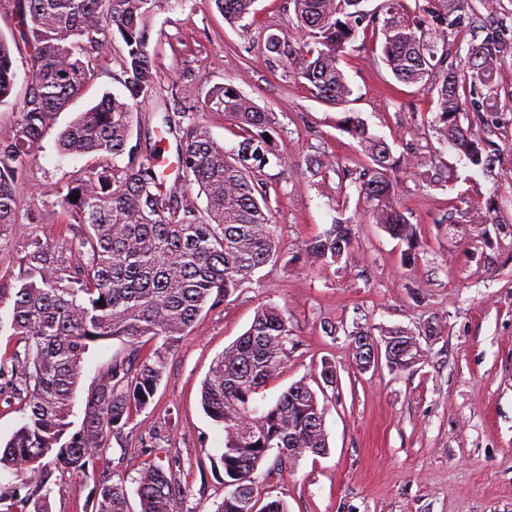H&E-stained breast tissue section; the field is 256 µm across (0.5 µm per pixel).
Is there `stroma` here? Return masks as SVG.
<instances>
[{
    "instance_id": "obj_1",
    "label": "stroma",
    "mask_w": 512,
    "mask_h": 512,
    "mask_svg": "<svg viewBox=\"0 0 512 512\" xmlns=\"http://www.w3.org/2000/svg\"><path fill=\"white\" fill-rule=\"evenodd\" d=\"M469 4L481 25L456 41L449 62L457 68L486 25L512 37V0ZM272 33L305 51L307 37L289 0H256L253 13L233 25L214 0H168L155 16L158 80L134 113L133 136L161 126L177 102L233 152L237 127L204 107L209 90L225 83L275 113L276 140L288 161L266 168L263 179L280 247L251 283L206 306L169 355L152 402L104 449L99 470L125 485L130 512H140L139 471L150 448L164 449L159 462L177 476V512H216L224 499V432L202 407V382L256 309L271 305L285 313L292 336L288 365L266 386L265 399L275 401L299 381L309 385L324 407L330 452L279 468L266 459L254 474L261 499L283 500L288 512H512V60L496 76L499 109L471 112L463 121L495 150L483 169L438 142L432 93L397 82L370 40L356 39L341 61L352 96L340 109L313 98L290 59L265 54ZM120 50L116 40L91 55V81L53 116L35 147L16 187L18 222L0 239V288L16 287L29 238L50 246L70 238L56 189L92 159L61 152L57 139L104 93H123ZM13 59L17 82L10 102L0 105V139L10 135L30 85L25 48L15 49ZM348 112L400 161L398 195L414 226L412 242L375 224L359 194L371 161L339 125ZM313 155L321 167L307 166ZM340 222L350 226L352 244L327 266L307 246ZM408 252L415 261L407 265ZM359 328L378 340L390 331L411 333L419 343L415 364L359 369L349 347ZM121 348L108 340L85 355L73 429L81 427L99 372ZM325 361L336 367L335 386L322 384ZM47 486L51 512H89L92 479L55 467Z\"/></svg>"
}]
</instances>
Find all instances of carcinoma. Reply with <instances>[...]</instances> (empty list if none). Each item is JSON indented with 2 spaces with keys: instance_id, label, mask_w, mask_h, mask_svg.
Instances as JSON below:
<instances>
[{
  "instance_id": "cac0c4a2",
  "label": "carcinoma",
  "mask_w": 512,
  "mask_h": 512,
  "mask_svg": "<svg viewBox=\"0 0 512 512\" xmlns=\"http://www.w3.org/2000/svg\"><path fill=\"white\" fill-rule=\"evenodd\" d=\"M224 19L236 24L255 0H214ZM297 25L314 48L292 55L279 36L264 49L293 56L296 75L310 94L335 107L351 90L340 61L363 33L381 40V60L394 78L437 92L434 129L472 164L487 166L489 147L462 127L469 111L498 108L495 77L512 41L487 31L472 47L464 67H448L452 40L470 28L465 0H426L423 15L402 0H386L367 14L362 0H291ZM162 0H14L18 36L27 46L32 77L12 135L0 140V238L17 223L16 184L53 115L64 111L91 77L89 50L101 36L119 38L122 95H106L81 112L58 138L60 150L91 155L95 165L79 170L56 190L76 230L75 239L52 248L30 238L21 258L20 285L12 300L11 327L24 343L10 370L0 376L26 392L20 427L0 448V471L15 483L0 486L5 512H49L44 460L91 476L99 452L121 433L133 413L146 407L160 384L167 359L212 300H223L253 280L272 260L278 241L272 231L264 168L285 162L278 148L275 114L261 110L231 84L215 86L205 101L211 112L231 117L242 131L233 153L224 151L208 129L184 112L163 116V131L177 145L178 177L199 186V209L166 191L168 174L157 164L159 148L147 132L144 146L129 145L134 110L153 91L158 73L149 46ZM17 72L13 51L0 36V105L13 95ZM343 129L358 139L372 161L360 194L375 207V218L392 237L412 241L413 228L400 211L395 161L389 145L369 134L358 117ZM270 140H265V136ZM78 194L76 201L70 195ZM351 244L347 225L336 224L309 251L325 265L338 262ZM291 328L284 313L262 306L248 330L213 362L202 385V403L224 430L221 461L224 499L216 512H288L274 499L259 505L254 472L273 449L301 459L329 453L321 429L323 408L307 384L296 382L278 399L259 406L258 395L288 363ZM118 339L126 351L112 357L90 393L81 428L69 429L84 354ZM176 476L149 462L137 494L141 512H176ZM92 512H128L123 484L98 480Z\"/></svg>"
}]
</instances>
